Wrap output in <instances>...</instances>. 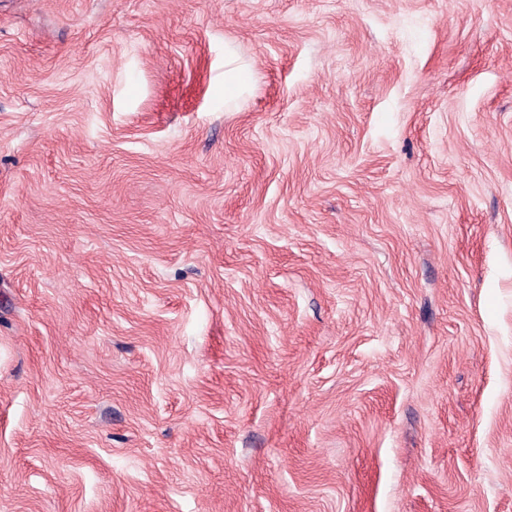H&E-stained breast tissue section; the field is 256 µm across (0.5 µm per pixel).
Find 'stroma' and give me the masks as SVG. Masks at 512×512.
<instances>
[{
	"label": "stroma",
	"mask_w": 512,
	"mask_h": 512,
	"mask_svg": "<svg viewBox=\"0 0 512 512\" xmlns=\"http://www.w3.org/2000/svg\"><path fill=\"white\" fill-rule=\"evenodd\" d=\"M0 512H512V0H0Z\"/></svg>",
	"instance_id": "1"
}]
</instances>
